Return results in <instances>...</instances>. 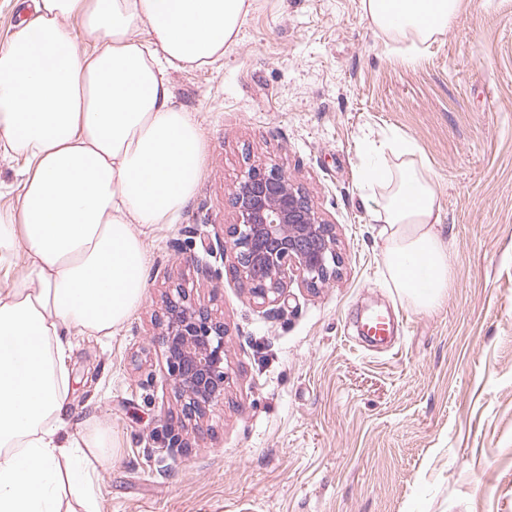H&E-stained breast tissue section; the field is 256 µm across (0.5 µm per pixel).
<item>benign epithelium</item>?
<instances>
[{
    "label": "benign epithelium",
    "mask_w": 512,
    "mask_h": 512,
    "mask_svg": "<svg viewBox=\"0 0 512 512\" xmlns=\"http://www.w3.org/2000/svg\"><path fill=\"white\" fill-rule=\"evenodd\" d=\"M230 206L233 223L223 251L233 258L235 276L262 303H280L292 275L313 290L339 275L335 225L319 217L311 199L282 169L250 168L231 194ZM178 294L165 305L162 335L168 375L184 401V416L193 419L224 396V324L187 303L184 290Z\"/></svg>",
    "instance_id": "benign-epithelium-1"
}]
</instances>
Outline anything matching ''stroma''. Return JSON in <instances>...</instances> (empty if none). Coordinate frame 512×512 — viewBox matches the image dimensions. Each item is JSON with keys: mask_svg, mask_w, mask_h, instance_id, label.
Masks as SVG:
<instances>
[{"mask_svg": "<svg viewBox=\"0 0 512 512\" xmlns=\"http://www.w3.org/2000/svg\"><path fill=\"white\" fill-rule=\"evenodd\" d=\"M174 104L203 130L193 200L147 237L146 298L70 363L72 408L120 446L91 493L100 512H512V0H461L447 32L408 62L360 0H258L214 66L170 73ZM412 139L442 185L454 280L415 311L392 288L380 227L362 203L368 135ZM276 165L336 227L338 278L287 284L281 312L232 271L228 198ZM185 288L223 322L224 398L183 419L159 318ZM391 310V347L363 343L366 309ZM183 445L168 446L171 435Z\"/></svg>", "mask_w": 512, "mask_h": 512, "instance_id": "1", "label": "stroma"}]
</instances>
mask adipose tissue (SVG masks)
<instances>
[{
	"instance_id": "obj_1",
	"label": "adipose tissue",
	"mask_w": 512,
	"mask_h": 512,
	"mask_svg": "<svg viewBox=\"0 0 512 512\" xmlns=\"http://www.w3.org/2000/svg\"><path fill=\"white\" fill-rule=\"evenodd\" d=\"M256 0H32L0 46V152L28 164L16 204L0 206V512H99L87 487L114 457L105 419L75 420L70 361L79 338L117 335L144 302L146 238L193 199L205 163L199 124L172 99L170 70L236 46ZM460 0H361L408 61L444 34ZM94 38L82 52L72 28ZM149 27L156 42L133 40ZM394 132L360 161L381 226L382 264L414 310L453 282L441 185Z\"/></svg>"
}]
</instances>
